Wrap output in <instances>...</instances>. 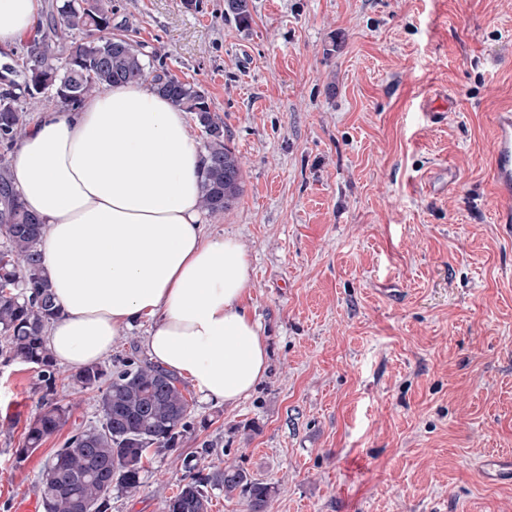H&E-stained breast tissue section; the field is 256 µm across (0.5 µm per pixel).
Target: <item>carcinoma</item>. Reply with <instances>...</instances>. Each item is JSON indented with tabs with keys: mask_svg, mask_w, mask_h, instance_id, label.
I'll use <instances>...</instances> for the list:
<instances>
[{
	"mask_svg": "<svg viewBox=\"0 0 512 512\" xmlns=\"http://www.w3.org/2000/svg\"><path fill=\"white\" fill-rule=\"evenodd\" d=\"M240 23L251 18L248 0H225ZM39 35L22 55L0 63V358L34 364L46 389L57 366L46 331L56 316L44 276L39 243L43 225L23 207L6 156L25 134L31 115L26 100L48 90L61 105L75 107L85 96L118 83L151 80L159 92L191 115L204 136L201 202L221 214L242 194L235 151L224 141V121L212 113L205 93L164 67L149 70L143 44L128 29L112 31V0H50ZM78 391H99V423L76 428L38 475L44 512H111L112 493L135 495L151 452L173 448L193 424L194 404L177 378L148 361L129 357L113 370L97 364L72 375ZM71 406L46 403L29 425L27 447L69 423ZM247 499V512H267L271 484L233 465L207 474L188 471L165 512H208V489Z\"/></svg>",
	"mask_w": 512,
	"mask_h": 512,
	"instance_id": "obj_1",
	"label": "carcinoma"
}]
</instances>
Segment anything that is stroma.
<instances>
[{
  "mask_svg": "<svg viewBox=\"0 0 512 512\" xmlns=\"http://www.w3.org/2000/svg\"><path fill=\"white\" fill-rule=\"evenodd\" d=\"M112 0L113 26L196 84L243 161L208 218L252 265L269 348L234 405L193 426L112 512H164L186 464L243 468L268 512H512V224L497 220L495 116L512 108V0ZM59 366L69 425L16 461L45 394L0 361V512L97 416ZM217 456L204 455V448Z\"/></svg>",
  "mask_w": 512,
  "mask_h": 512,
  "instance_id": "1",
  "label": "stroma"
}]
</instances>
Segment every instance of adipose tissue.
Listing matches in <instances>:
<instances>
[{
	"mask_svg": "<svg viewBox=\"0 0 512 512\" xmlns=\"http://www.w3.org/2000/svg\"><path fill=\"white\" fill-rule=\"evenodd\" d=\"M41 9L0 0V50L32 35ZM202 165L184 112L148 81L44 112L20 138L11 171L44 225L57 360L75 370L98 362L146 319L152 360L204 400L236 403L264 378L267 348L246 304L249 255L236 238L206 234Z\"/></svg>",
	"mask_w": 512,
	"mask_h": 512,
	"instance_id": "ef3b65f1",
	"label": "adipose tissue"
}]
</instances>
